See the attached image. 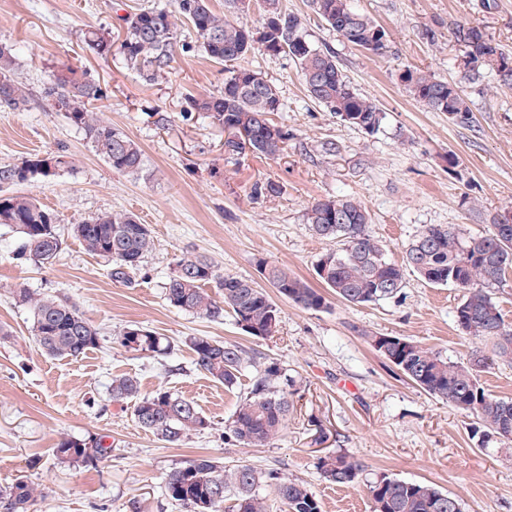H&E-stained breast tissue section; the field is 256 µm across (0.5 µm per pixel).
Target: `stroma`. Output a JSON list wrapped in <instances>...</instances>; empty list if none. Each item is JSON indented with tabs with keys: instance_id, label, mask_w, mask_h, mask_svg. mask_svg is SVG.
<instances>
[{
	"instance_id": "stroma-1",
	"label": "stroma",
	"mask_w": 512,
	"mask_h": 512,
	"mask_svg": "<svg viewBox=\"0 0 512 512\" xmlns=\"http://www.w3.org/2000/svg\"><path fill=\"white\" fill-rule=\"evenodd\" d=\"M386 33L375 55L348 43L310 7L282 0L299 15L306 38L334 51L342 72L386 114L368 134L313 101L299 66L263 49L238 60L261 72L285 104L274 113L289 138L279 156L224 158V132L189 111L187 97L224 86V65L204 55L188 24L178 27L183 50L162 77L145 82L119 53L100 56L82 41L89 28L123 31V16L173 0H0V44L17 56L15 78L32 89L26 110L0 108V164L66 151L72 170L54 181L18 185L58 217L63 246L52 265L19 260L20 235L0 226V487L26 476L44 490L31 512H183L164 492L167 473L207 455L234 465L297 479L320 499L323 512H372L366 485L376 474L431 484L461 500L464 512H512V449L478 448L475 419L404 377L367 339L405 336L449 361L468 362L483 340L464 334L454 311L459 289L433 286L406 272L396 297L353 305L327 294L315 311L275 296L278 334L258 341L232 315L214 321L171 307L165 284L175 261L201 254L224 276L260 281L256 262L284 264L312 287L318 257L330 247L310 231L312 203L333 196L359 200L370 230L394 258L429 224L465 233L488 231L491 215L512 211V90L490 91L464 79L460 29L479 27L512 50V0H351ZM434 41L422 36L424 28ZM86 70L107 91L100 114L141 148L139 173L112 171L79 129L40 95L58 67ZM420 68L457 84L472 121L426 109L401 81ZM336 145L335 153L322 149ZM456 166H449V157ZM271 178L278 196L253 201L250 185ZM107 211L134 214L152 230L155 247L132 284L111 279L105 258L87 252L73 224ZM26 288L68 298L101 333L84 356L52 359L38 348L27 307L13 292ZM153 331L171 345L164 356L131 352L117 338L128 327ZM207 336L239 344L256 357L278 359L300 381L283 437L270 447L225 444L224 425L243 387L224 388L198 369L187 344ZM137 377L143 393L166 389L193 400L208 430L170 446L138 428L133 402L110 395L113 376ZM64 437L103 439L112 455L98 467L75 468L52 456ZM343 448L364 470L347 488L325 483L316 467L321 448Z\"/></svg>"
}]
</instances>
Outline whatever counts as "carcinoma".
<instances>
[{
    "label": "carcinoma",
    "instance_id": "obj_1",
    "mask_svg": "<svg viewBox=\"0 0 512 512\" xmlns=\"http://www.w3.org/2000/svg\"><path fill=\"white\" fill-rule=\"evenodd\" d=\"M242 0H224L225 13L218 14L209 0H173V9H141L125 18V37L119 52L127 66L152 82L167 72L177 46V20L189 23L201 50L224 62V88L217 94L194 96L190 109L209 124L231 131L250 127L252 150L231 139L224 141V154L232 161L248 153L270 158L284 150L288 131L268 115L283 111L277 87L262 78L254 83L241 81L243 68L234 62L268 42L294 50L308 96L336 113L341 121L368 134L378 132L385 120L377 104L361 95L338 66L333 51L316 47L302 33L301 19L282 8L281 0H264L272 15L259 36L228 18L241 11ZM313 11L348 43L375 55L385 52L386 43L377 39L380 27L355 11L350 0H311ZM85 44L97 55L112 53V32L88 29ZM464 43V77L480 82L491 76L497 86L512 89V54L486 37L477 27L459 32ZM16 56L9 46L0 45V107L18 111L30 104L32 91L14 79ZM401 81L423 106L432 112H446L460 124L469 123L472 109L460 87L437 79L422 69H407ZM44 94L58 112L80 129L110 167L122 173L142 169V151L126 135L94 117L97 103L106 99L100 82L86 71L64 65L54 71ZM72 168L70 156L57 152L47 157L31 156L22 162L0 164V225L21 234L19 259L37 267L53 264L62 249L57 233V217L28 196L8 192L13 186L35 180L50 181ZM281 193L278 182L266 178L255 181L250 197L265 200ZM500 214L490 218V230L468 236L454 225L430 224L406 247L402 261L390 258L383 245L369 231L367 210L348 197H329L313 203L306 223L318 237L336 243L316 262V274L325 288L353 305L376 303L394 297L403 287L404 269L410 268L432 285H452L462 292L455 310L459 329L489 343L477 349L468 363L458 365L448 358L400 337L389 344L382 356L402 375L425 392L472 414L476 426L472 437L478 446H512V400L495 398L480 383L481 373L500 363L512 364V325L505 323L490 289L503 285L512 269V223L502 224ZM73 235L85 248L111 264L116 282L131 283V274L152 252L154 238L148 225L127 212H105L73 225ZM259 273L279 293L296 305L311 310L326 306L325 296L288 268L267 259L257 261ZM216 284V295L204 289ZM170 306L192 314L219 319L228 311L240 329L252 338L265 340L279 331V313L272 298L252 280L219 276L203 256H182L165 286ZM17 303L30 309L32 331L40 349L51 358H78L100 345V333L80 314L77 307L57 296H40L25 288L13 292ZM124 348L134 352L159 353L170 348L162 338L138 326L128 327L118 336ZM196 366L213 379L234 388L248 368L254 373L240 397L224 438L244 448L275 443L288 425L292 405L289 396L298 381L288 369L271 359L261 365L241 346L209 337L190 338ZM112 400L135 401L134 419L141 429L172 446L188 435L207 430L211 423L197 404L164 389L144 395L137 378L112 377ZM112 448L98 440L92 443L64 438L53 449L61 463L95 468L109 458ZM316 468L328 484L353 485L362 471L361 463L341 449L328 450L317 457ZM270 488L281 512H322L319 499L298 480L262 471L241 462L227 467L221 461L199 456L169 472L164 494L184 512H269L268 497L260 490ZM372 512H463L458 498L437 488L392 478L383 473L367 484ZM40 485L24 478L0 489L3 512H30Z\"/></svg>",
    "mask_w": 512,
    "mask_h": 512
}]
</instances>
